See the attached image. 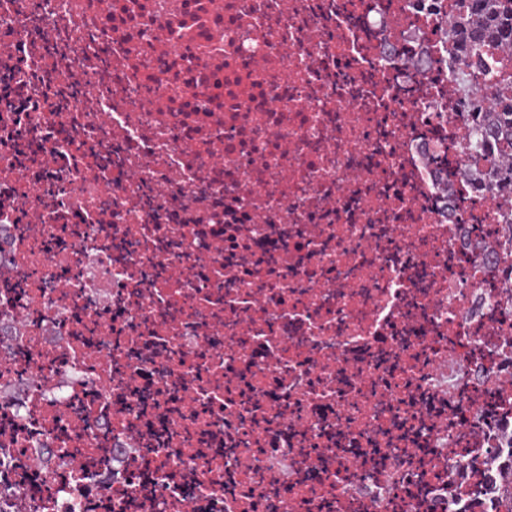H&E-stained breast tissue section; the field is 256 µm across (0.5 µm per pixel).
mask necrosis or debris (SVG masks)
Returning a JSON list of instances; mask_svg holds the SVG:
<instances>
[{
  "instance_id": "obj_1",
  "label": "necrosis or debris",
  "mask_w": 512,
  "mask_h": 512,
  "mask_svg": "<svg viewBox=\"0 0 512 512\" xmlns=\"http://www.w3.org/2000/svg\"><path fill=\"white\" fill-rule=\"evenodd\" d=\"M447 48L410 0H0V512H512Z\"/></svg>"
}]
</instances>
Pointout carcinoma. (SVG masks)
Listing matches in <instances>:
<instances>
[{
	"label": "carcinoma",
	"instance_id": "cac0c4a2",
	"mask_svg": "<svg viewBox=\"0 0 512 512\" xmlns=\"http://www.w3.org/2000/svg\"><path fill=\"white\" fill-rule=\"evenodd\" d=\"M451 90L467 127L464 176L493 200L512 199V0H445Z\"/></svg>",
	"mask_w": 512,
	"mask_h": 512
}]
</instances>
